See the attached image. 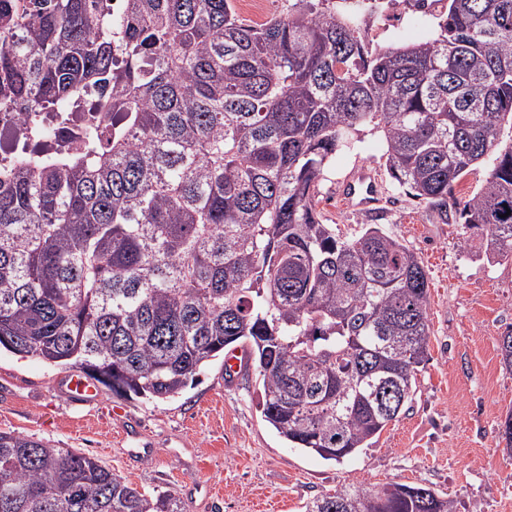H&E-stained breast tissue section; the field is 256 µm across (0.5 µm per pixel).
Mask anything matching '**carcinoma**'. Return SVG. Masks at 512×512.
<instances>
[{
  "label": "carcinoma",
  "mask_w": 512,
  "mask_h": 512,
  "mask_svg": "<svg viewBox=\"0 0 512 512\" xmlns=\"http://www.w3.org/2000/svg\"><path fill=\"white\" fill-rule=\"evenodd\" d=\"M370 0H0V349L118 395L180 394L246 345L264 420L340 462L408 409L429 277L401 237L324 223L325 170L365 126L390 177L512 259V0H448L433 35L373 48ZM0 512H183L76 448L0 432ZM304 512H455L423 485L344 486ZM265 0H241V4L258 22L264 18V2ZM285 0H268L264 21L282 12L288 3ZM263 21V22H264ZM495 156L490 155L483 162L472 167L453 185V196L458 201L467 200L485 181L493 165Z\"/></svg>",
  "instance_id": "obj_1"
}]
</instances>
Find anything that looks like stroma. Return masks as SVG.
I'll return each instance as SVG.
<instances>
[{
    "instance_id": "1",
    "label": "stroma",
    "mask_w": 512,
    "mask_h": 512,
    "mask_svg": "<svg viewBox=\"0 0 512 512\" xmlns=\"http://www.w3.org/2000/svg\"><path fill=\"white\" fill-rule=\"evenodd\" d=\"M366 34L380 46L426 38L434 20L381 4ZM380 131L366 127L331 159L316 196L325 223L349 237L377 224L419 252L429 276L428 359L405 414L372 447L340 462L288 445L258 407L255 367L233 384L215 359L197 381L167 400L117 396L98 387L78 405L62 386L68 367L0 351V432L75 448L108 465L138 490H171L185 512H302L313 496L352 485L405 483L448 495L456 512H512V454L499 428L512 410V370L498 349L512 330V260L479 257L464 245L456 214L440 218L399 188L386 167ZM378 171L377 210L342 207L336 191L356 167Z\"/></svg>"
}]
</instances>
